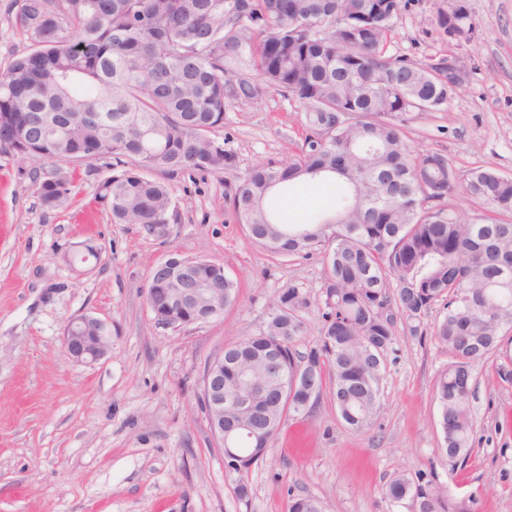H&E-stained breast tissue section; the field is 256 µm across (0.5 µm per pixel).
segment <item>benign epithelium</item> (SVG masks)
Segmentation results:
<instances>
[{
    "label": "benign epithelium",
    "mask_w": 512,
    "mask_h": 512,
    "mask_svg": "<svg viewBox=\"0 0 512 512\" xmlns=\"http://www.w3.org/2000/svg\"><path fill=\"white\" fill-rule=\"evenodd\" d=\"M470 78L469 68L463 57L448 56V84H465ZM189 261L172 256L160 263L151 273L145 290L148 307L153 320L166 329L177 330L192 323L224 313V268L216 267L215 281L191 284L180 277ZM209 296L211 314L187 321L178 315L176 306L192 305L201 295ZM112 347L111 333L106 324L89 315H81L68 321L63 337V348L75 362L92 363L104 357ZM202 404L211 434L222 448L224 461L237 455L232 435L246 433L255 447L265 445V432L247 424L224 429V355L220 354L208 362L202 379Z\"/></svg>",
    "instance_id": "1"
}]
</instances>
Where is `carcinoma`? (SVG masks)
<instances>
[{
    "instance_id": "carcinoma-1",
    "label": "carcinoma",
    "mask_w": 512,
    "mask_h": 512,
    "mask_svg": "<svg viewBox=\"0 0 512 512\" xmlns=\"http://www.w3.org/2000/svg\"><path fill=\"white\" fill-rule=\"evenodd\" d=\"M409 0H22L15 26L32 48L0 71V150L50 162L112 156L123 165L104 182L115 224H178L164 178L222 171L224 206L255 246L286 257L322 254L320 339L304 334L300 289L282 292L264 327L224 347V394L245 375L254 424L280 425L319 401L325 376L338 417L363 429L378 404L383 356L396 341V314L424 336L423 318L444 310L432 337L448 352L434 385L436 428L448 466L470 456V397L477 366L500 353L512 330V176L477 166L467 192L497 217L463 223L445 199L459 180L448 155L416 151L402 129L415 112H439L448 87L434 60L387 57L383 46ZM437 32L474 40L466 7L433 0ZM278 94L301 111L305 137L288 163L237 173V152L217 135L230 106ZM332 181L336 207L282 222L277 195L303 181ZM70 182L47 178L42 202L62 204ZM282 359L295 390L263 395L266 369ZM235 447L263 455L244 435ZM386 493L414 512H475L434 473L392 477Z\"/></svg>"
}]
</instances>
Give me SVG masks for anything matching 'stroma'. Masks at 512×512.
Here are the masks:
<instances>
[{
    "instance_id": "stroma-1",
    "label": "stroma",
    "mask_w": 512,
    "mask_h": 512,
    "mask_svg": "<svg viewBox=\"0 0 512 512\" xmlns=\"http://www.w3.org/2000/svg\"><path fill=\"white\" fill-rule=\"evenodd\" d=\"M465 5L476 37L459 50L440 40L431 0H414L396 22L387 54L424 62L458 50L473 66L446 111L420 114L405 136L413 147L446 152L459 174L483 166L512 176V0ZM16 9L17 0H0V70L30 44L13 23ZM222 131L235 141L242 172L287 162L304 137L295 103L276 94L228 109ZM119 172L109 156L46 163L0 152V512H289L305 497L323 512H411L385 486L419 470L452 493H475L476 512H512V383L498 375L500 358L475 374L470 460L454 471L433 392L448 354L403 328L368 426L344 425L325 395L307 415L284 421L247 474L226 471L200 404L204 369L225 345L257 333L292 285L309 301L298 348L316 345L325 263L250 244L224 211L220 171L171 179L181 221L167 237L113 223L102 184ZM50 175L75 185L54 208L37 194ZM335 196V183L305 182L276 205L285 220L300 221ZM173 255L223 264L239 285L237 303L208 322L157 327L145 288ZM81 314L112 329L111 350L92 364L63 349L68 320Z\"/></svg>"
}]
</instances>
